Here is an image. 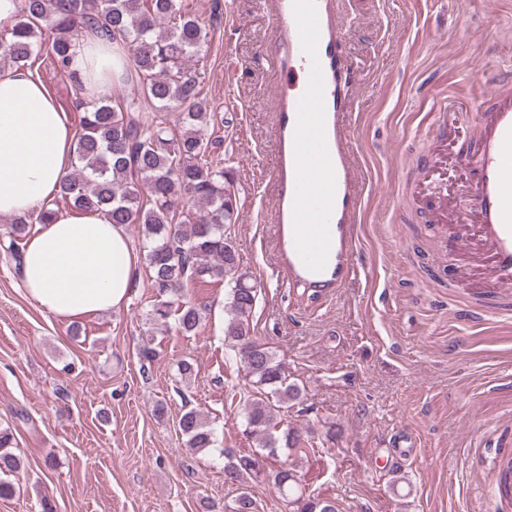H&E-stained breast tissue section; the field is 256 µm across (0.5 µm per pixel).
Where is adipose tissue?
<instances>
[{
    "label": "adipose tissue",
    "instance_id": "1",
    "mask_svg": "<svg viewBox=\"0 0 512 512\" xmlns=\"http://www.w3.org/2000/svg\"><path fill=\"white\" fill-rule=\"evenodd\" d=\"M115 44L88 37L80 62L91 98L112 91ZM76 136L42 81L26 69L0 74V218L29 213L53 201L74 162ZM137 268L124 225L98 211L59 210L52 223L34 225L24 247L20 278L42 312L65 321L125 307Z\"/></svg>",
    "mask_w": 512,
    "mask_h": 512
}]
</instances>
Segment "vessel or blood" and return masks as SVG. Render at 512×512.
Segmentation results:
<instances>
[{"label":"vessel or blood","instance_id":"1","mask_svg":"<svg viewBox=\"0 0 512 512\" xmlns=\"http://www.w3.org/2000/svg\"><path fill=\"white\" fill-rule=\"evenodd\" d=\"M283 51L272 65L277 162L272 235L288 285L320 295L359 272L355 254L364 194L354 158V66L342 50L336 0H271ZM481 114L479 167L453 249L480 244L491 258L494 300L458 314H512V96L494 92Z\"/></svg>","mask_w":512,"mask_h":512}]
</instances>
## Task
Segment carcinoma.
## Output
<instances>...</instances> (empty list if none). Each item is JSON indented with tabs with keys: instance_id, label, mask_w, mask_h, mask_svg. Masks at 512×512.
<instances>
[{
	"instance_id": "carcinoma-1",
	"label": "carcinoma",
	"mask_w": 512,
	"mask_h": 512,
	"mask_svg": "<svg viewBox=\"0 0 512 512\" xmlns=\"http://www.w3.org/2000/svg\"><path fill=\"white\" fill-rule=\"evenodd\" d=\"M122 43L125 73L112 97L88 100L77 66L84 33ZM186 0H18L15 23L0 30V64L34 70L51 58L76 88L81 113L74 173L61 178V198L82 210L100 211L114 224H135L155 299L149 319L174 322L184 335L197 331L211 305L183 299L190 282L224 284L227 296L224 341L237 350L252 389L243 414L245 433L257 452L224 457V482L237 487L224 512H254L249 480L266 475L285 512H337L333 499L306 495L287 459L310 452L311 443L282 428V415L302 398L288 382L284 363L272 347L253 336L250 317L258 289L239 271L225 226L235 222L238 198L233 175L211 155L201 129L210 103L189 66L208 42ZM179 113L178 126L168 114ZM56 211L43 204L0 229V249L20 262L34 224H48ZM179 429L187 447H215L216 434L204 415L185 412ZM14 434L0 428V499L15 494L11 478L23 469L12 450ZM279 467L265 470L267 461Z\"/></svg>"
}]
</instances>
